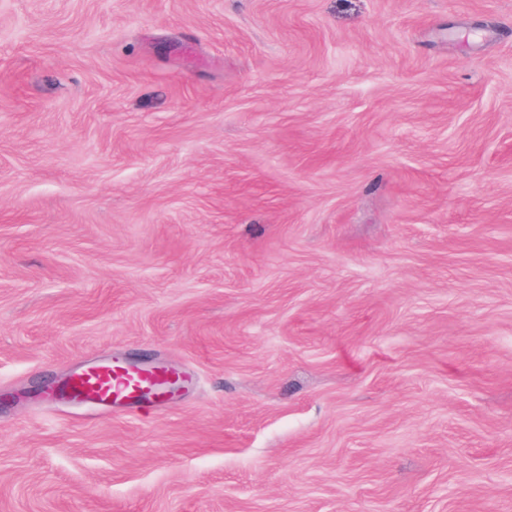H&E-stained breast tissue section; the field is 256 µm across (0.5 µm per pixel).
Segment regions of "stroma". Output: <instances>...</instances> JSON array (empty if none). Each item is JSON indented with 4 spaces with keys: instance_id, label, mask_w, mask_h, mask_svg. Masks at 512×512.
Listing matches in <instances>:
<instances>
[{
    "instance_id": "obj_1",
    "label": "stroma",
    "mask_w": 512,
    "mask_h": 512,
    "mask_svg": "<svg viewBox=\"0 0 512 512\" xmlns=\"http://www.w3.org/2000/svg\"><path fill=\"white\" fill-rule=\"evenodd\" d=\"M0 512H512V0H0ZM178 382L173 372L136 371L111 360L75 375L72 389L90 404L127 407L143 400L162 401Z\"/></svg>"
}]
</instances>
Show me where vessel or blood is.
I'll list each match as a JSON object with an SVG mask.
<instances>
[{"mask_svg":"<svg viewBox=\"0 0 512 512\" xmlns=\"http://www.w3.org/2000/svg\"><path fill=\"white\" fill-rule=\"evenodd\" d=\"M178 382L172 372L136 371L108 361L75 375L72 389L90 404L127 407L145 400L162 401Z\"/></svg>","mask_w":512,"mask_h":512,"instance_id":"b4317fda","label":"vessel or blood"}]
</instances>
